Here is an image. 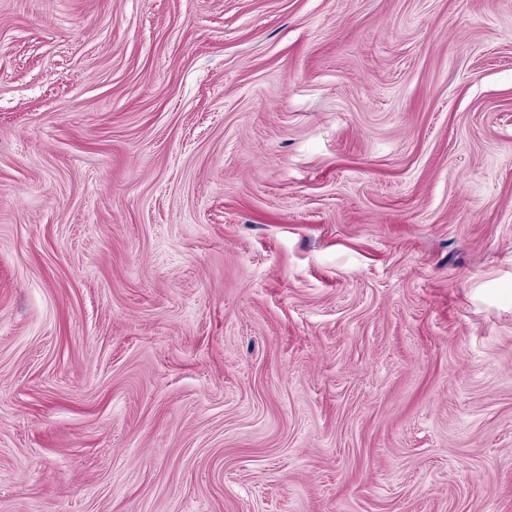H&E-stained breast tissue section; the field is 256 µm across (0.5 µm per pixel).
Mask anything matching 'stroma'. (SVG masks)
I'll use <instances>...</instances> for the list:
<instances>
[{
  "label": "stroma",
  "mask_w": 512,
  "mask_h": 512,
  "mask_svg": "<svg viewBox=\"0 0 512 512\" xmlns=\"http://www.w3.org/2000/svg\"><path fill=\"white\" fill-rule=\"evenodd\" d=\"M0 512H512V0H0Z\"/></svg>",
  "instance_id": "35a3bbf8"
}]
</instances>
